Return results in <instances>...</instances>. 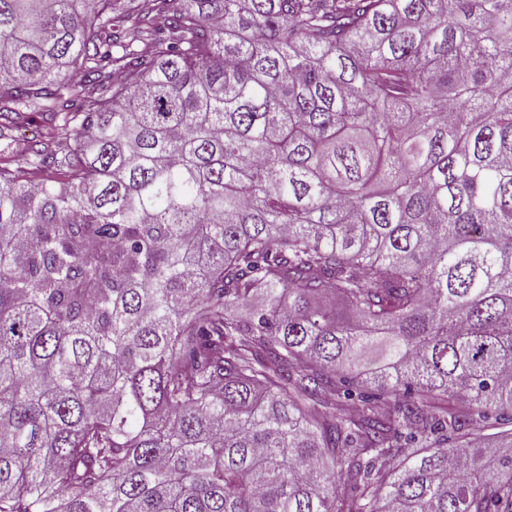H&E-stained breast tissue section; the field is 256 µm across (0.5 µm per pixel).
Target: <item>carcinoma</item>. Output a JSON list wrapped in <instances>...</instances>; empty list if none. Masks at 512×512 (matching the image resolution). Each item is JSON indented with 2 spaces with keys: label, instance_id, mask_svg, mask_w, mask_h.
<instances>
[{
  "label": "carcinoma",
  "instance_id": "obj_1",
  "mask_svg": "<svg viewBox=\"0 0 512 512\" xmlns=\"http://www.w3.org/2000/svg\"><path fill=\"white\" fill-rule=\"evenodd\" d=\"M25 113L0 512H512V0H0ZM45 132V123L39 116H30L21 121L13 133L11 160L13 167L26 168L27 144L33 137Z\"/></svg>",
  "mask_w": 512,
  "mask_h": 512
}]
</instances>
